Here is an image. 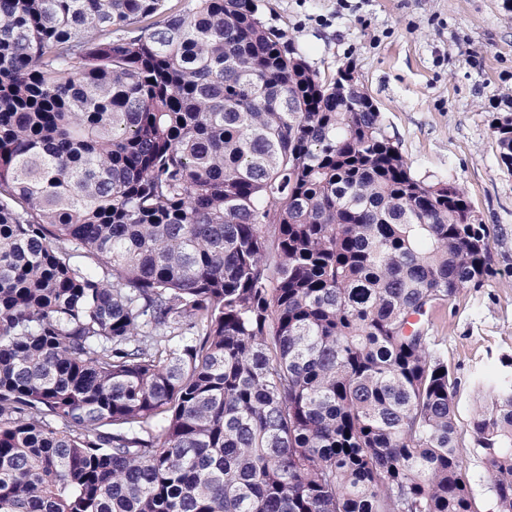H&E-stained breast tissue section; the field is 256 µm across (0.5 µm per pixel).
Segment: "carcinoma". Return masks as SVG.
Instances as JSON below:
<instances>
[{"instance_id":"1","label":"carcinoma","mask_w":512,"mask_h":512,"mask_svg":"<svg viewBox=\"0 0 512 512\" xmlns=\"http://www.w3.org/2000/svg\"><path fill=\"white\" fill-rule=\"evenodd\" d=\"M490 237L257 0H0V512H476L426 315Z\"/></svg>"}]
</instances>
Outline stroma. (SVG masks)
<instances>
[{"label": "stroma", "instance_id": "1", "mask_svg": "<svg viewBox=\"0 0 512 512\" xmlns=\"http://www.w3.org/2000/svg\"><path fill=\"white\" fill-rule=\"evenodd\" d=\"M503 0H259L313 69L351 67L415 176L461 187L491 231L493 273L436 306L433 330L459 381L461 449L477 512H491L468 441L477 379L512 357V174L492 129L512 113V15Z\"/></svg>", "mask_w": 512, "mask_h": 512}]
</instances>
